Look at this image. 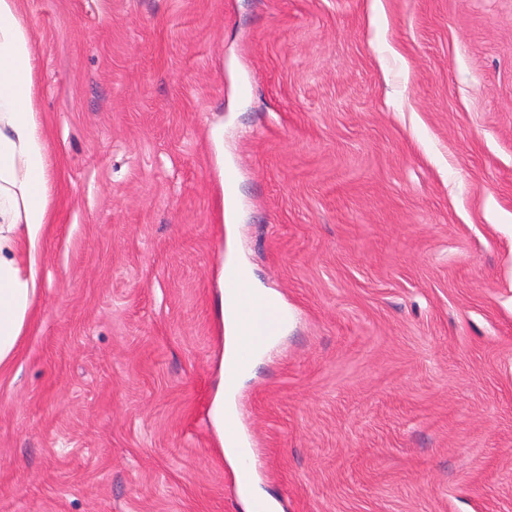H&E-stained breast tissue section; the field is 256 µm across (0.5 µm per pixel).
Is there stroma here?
<instances>
[{
  "mask_svg": "<svg viewBox=\"0 0 512 512\" xmlns=\"http://www.w3.org/2000/svg\"><path fill=\"white\" fill-rule=\"evenodd\" d=\"M24 11L53 222L0 512H247L239 261L290 314L234 397L277 512H512V0ZM224 277L226 280L234 282L237 279V271L227 269L224 273V265L221 271L223 288L219 298V316L223 332L225 326L228 325L231 333L230 341L227 346L224 345L221 357L220 369L223 376V386L214 399L212 418L221 430L220 444L223 453L239 466V461L241 462V439L235 431L232 406L226 401L224 404V395L225 399L230 398L235 391V387L232 385L237 376L236 369L238 365L242 361H246L249 366L251 362L256 361V358H253L249 345L251 319L238 309L231 290L229 288L224 289Z\"/></svg>",
  "mask_w": 512,
  "mask_h": 512,
  "instance_id": "stroma-1",
  "label": "stroma"
}]
</instances>
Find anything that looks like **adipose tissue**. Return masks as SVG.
I'll use <instances>...</instances> for the list:
<instances>
[{
  "mask_svg": "<svg viewBox=\"0 0 512 512\" xmlns=\"http://www.w3.org/2000/svg\"><path fill=\"white\" fill-rule=\"evenodd\" d=\"M24 0H0V371L16 358L34 311L39 282V243L52 223L48 154L43 127L33 107L34 64L29 34L22 25ZM222 325L230 329L220 369L223 386L212 418L223 453L239 460L241 440L227 399L236 369L252 361L251 319L241 313L230 289L219 298Z\"/></svg>",
  "mask_w": 512,
  "mask_h": 512,
  "instance_id": "1",
  "label": "adipose tissue"
}]
</instances>
